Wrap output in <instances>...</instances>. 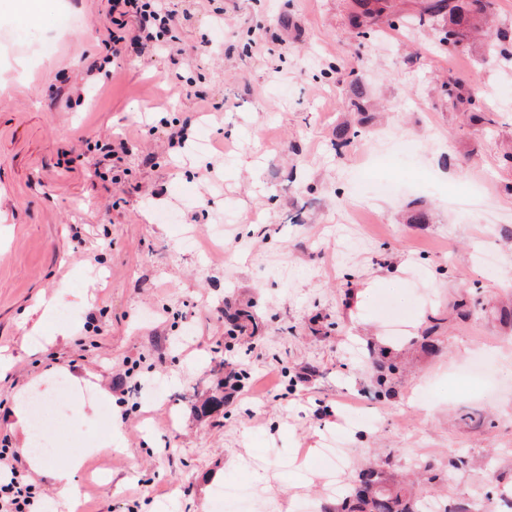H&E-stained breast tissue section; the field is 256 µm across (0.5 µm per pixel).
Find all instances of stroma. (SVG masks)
I'll use <instances>...</instances> for the list:
<instances>
[{"label":"stroma","instance_id":"stroma-1","mask_svg":"<svg viewBox=\"0 0 512 512\" xmlns=\"http://www.w3.org/2000/svg\"><path fill=\"white\" fill-rule=\"evenodd\" d=\"M427 3L390 0L397 29L364 40L358 0H194L173 62L113 57L110 0L36 23L0 0V480L43 512H324L338 446L345 479L422 465L449 503L512 512V57L448 50ZM451 76L483 111L450 107ZM222 361L243 380L197 417ZM62 378L88 413L51 420L38 465L13 409ZM81 455L59 504L46 469Z\"/></svg>","mask_w":512,"mask_h":512}]
</instances>
